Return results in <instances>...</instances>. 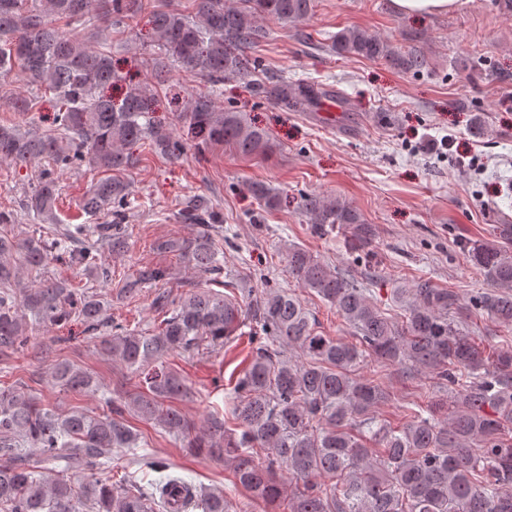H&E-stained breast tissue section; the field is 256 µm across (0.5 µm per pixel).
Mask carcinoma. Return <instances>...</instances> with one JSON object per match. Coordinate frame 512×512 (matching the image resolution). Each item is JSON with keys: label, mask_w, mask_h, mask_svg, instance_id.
<instances>
[{"label": "carcinoma", "mask_w": 512, "mask_h": 512, "mask_svg": "<svg viewBox=\"0 0 512 512\" xmlns=\"http://www.w3.org/2000/svg\"><path fill=\"white\" fill-rule=\"evenodd\" d=\"M191 10H170L157 0L152 23L166 56L192 78L216 87L226 79L252 80L256 61L248 52L269 32L259 24L308 18L314 0H190ZM150 0H0V92L12 75L38 90H50L61 107L55 124L34 135L18 125L0 124V161L27 166L48 162L24 199L29 215L55 221L58 175L86 166L108 173L90 184L82 201L89 216L102 212L109 224H68L51 239L22 241L0 232V352H17L28 343V323L49 327L74 316L85 330L108 328L101 350L143 381L148 392L127 391L110 397V411L91 415L75 410L58 414L28 386L0 391V512H229L221 492L203 491L147 453H139L137 434L125 412L154 420L188 448H206L233 462L235 484L266 503L281 502L286 487L275 477L281 469L294 481L289 512H512V348L489 355L451 312L461 310L458 296L428 280L393 289L406 312L392 321L368 295L309 251H288V271L301 287L314 292L353 329L346 343L315 329L314 317L285 289H267L247 308L220 288L222 226L212 204L193 195L182 203L179 218L195 225L184 239L162 240L156 248L176 254L204 279L205 287L172 299L164 290L167 266L142 264L122 282L120 295L132 299L145 285L163 288L154 305L169 312L156 332L130 330L112 321L104 303L88 291L41 276L49 256L106 281L112 266L98 253L121 256L128 249L122 224L130 205L127 184L118 174L133 167L129 149L146 145L155 153L180 159L187 142L229 145L252 157L270 148L269 132L244 121L240 113L218 112L212 99L199 95L174 113L170 126L150 122L154 93L133 88L116 103L100 89L117 78L109 46L94 48L56 26L64 19L95 29L112 16L134 19ZM338 54L385 59L418 73L427 66L416 52L398 54L381 38L349 27L336 33ZM286 109L314 106L327 91L286 76L262 86ZM244 189L277 207L274 190L259 182ZM302 209L312 231L345 233L353 253H363L372 239L371 225L342 201L316 193L304 196ZM490 290L469 301L504 326H512V250L480 243L468 250ZM36 273L21 286L24 270ZM260 341L248 367L231 392L239 432L226 433L224 419L212 416L193 439L188 424L165 401L191 394L183 376L166 364L172 352L192 353L207 342L224 346L241 327ZM294 348L299 358L285 355ZM375 360L411 365L434 375L450 398L394 427L374 417L389 393L360 372ZM54 385L66 391L90 389L93 377L67 362L52 370ZM127 464L159 474L148 485L103 475L113 469V454ZM80 472L75 486L67 474ZM342 482L327 486L325 479Z\"/></svg>", "instance_id": "1"}]
</instances>
